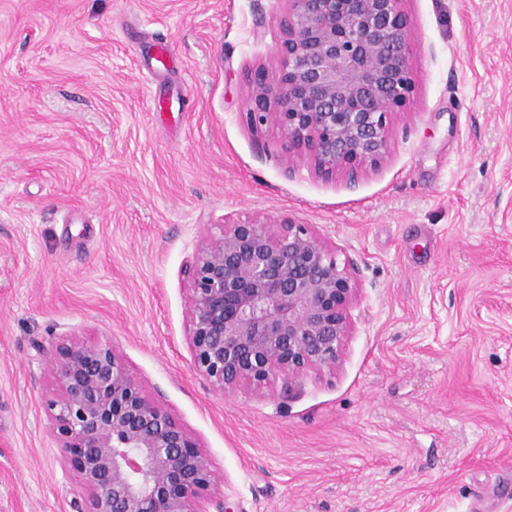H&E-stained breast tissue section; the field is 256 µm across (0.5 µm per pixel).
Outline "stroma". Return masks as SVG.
I'll use <instances>...</instances> for the list:
<instances>
[{
	"label": "stroma",
	"instance_id": "obj_1",
	"mask_svg": "<svg viewBox=\"0 0 512 512\" xmlns=\"http://www.w3.org/2000/svg\"><path fill=\"white\" fill-rule=\"evenodd\" d=\"M284 8L0 0V512L82 495L45 405L65 339L223 473L195 512H512V0H408L415 92L353 184L244 118ZM259 215L353 263L352 332L335 374L219 392L181 266Z\"/></svg>",
	"mask_w": 512,
	"mask_h": 512
}]
</instances>
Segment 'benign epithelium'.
Listing matches in <instances>:
<instances>
[{"label": "benign epithelium", "instance_id": "1", "mask_svg": "<svg viewBox=\"0 0 512 512\" xmlns=\"http://www.w3.org/2000/svg\"><path fill=\"white\" fill-rule=\"evenodd\" d=\"M280 65L255 74L251 125L283 133L288 166L354 181L390 148V117L415 86L405 0H284ZM194 370L217 391L333 374L359 283L308 224L224 225L181 268ZM47 400L75 512H194L221 479L180 421L143 393L109 344L50 350Z\"/></svg>", "mask_w": 512, "mask_h": 512}]
</instances>
